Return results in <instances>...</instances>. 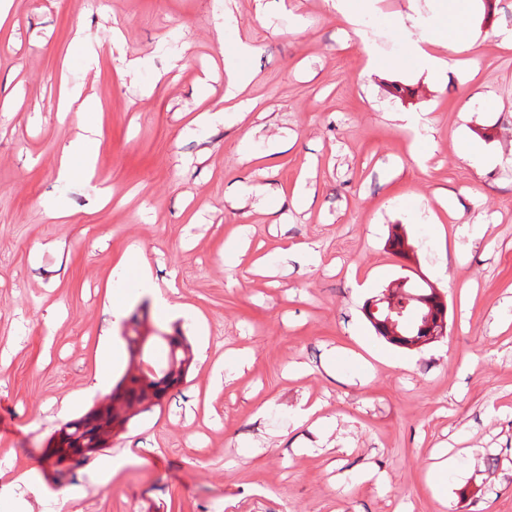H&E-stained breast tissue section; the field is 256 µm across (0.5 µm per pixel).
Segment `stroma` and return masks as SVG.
I'll use <instances>...</instances> for the list:
<instances>
[{"label":"stroma","mask_w":512,"mask_h":512,"mask_svg":"<svg viewBox=\"0 0 512 512\" xmlns=\"http://www.w3.org/2000/svg\"><path fill=\"white\" fill-rule=\"evenodd\" d=\"M438 2L370 0L355 27L344 0H12L0 512H512V46L498 38L512 0H454L476 41L442 79L407 59ZM79 21L103 50L98 71L69 78L98 102L102 145L95 183L59 184L76 124L59 77ZM125 58L143 59L139 82L121 81ZM206 86L234 92L224 106H244L241 121L197 127ZM465 139L499 164L471 161ZM99 183L110 206L94 204ZM396 224L405 257L386 245ZM131 252L169 314L127 282ZM409 272L443 295L447 329L406 349L364 306ZM116 291L123 312L147 303V327L186 336L190 371L60 485L45 448L128 367ZM106 333L117 359L99 382ZM302 402L320 418L297 427Z\"/></svg>","instance_id":"stroma-1"}]
</instances>
